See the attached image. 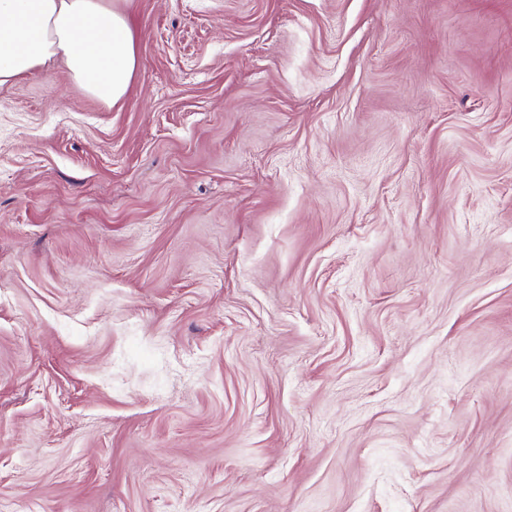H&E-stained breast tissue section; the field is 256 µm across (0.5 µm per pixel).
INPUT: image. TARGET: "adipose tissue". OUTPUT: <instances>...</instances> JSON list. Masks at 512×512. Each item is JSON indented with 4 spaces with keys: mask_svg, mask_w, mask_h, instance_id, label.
I'll return each mask as SVG.
<instances>
[{
    "mask_svg": "<svg viewBox=\"0 0 512 512\" xmlns=\"http://www.w3.org/2000/svg\"><path fill=\"white\" fill-rule=\"evenodd\" d=\"M128 0H0V87L63 56L72 79L107 104L137 68Z\"/></svg>",
    "mask_w": 512,
    "mask_h": 512,
    "instance_id": "ef3b65f1",
    "label": "adipose tissue"
}]
</instances>
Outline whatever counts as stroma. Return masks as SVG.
I'll return each instance as SVG.
<instances>
[{
    "mask_svg": "<svg viewBox=\"0 0 512 512\" xmlns=\"http://www.w3.org/2000/svg\"><path fill=\"white\" fill-rule=\"evenodd\" d=\"M129 13L0 88V512H512V0Z\"/></svg>",
    "mask_w": 512,
    "mask_h": 512,
    "instance_id": "35a3bbf8",
    "label": "stroma"
}]
</instances>
